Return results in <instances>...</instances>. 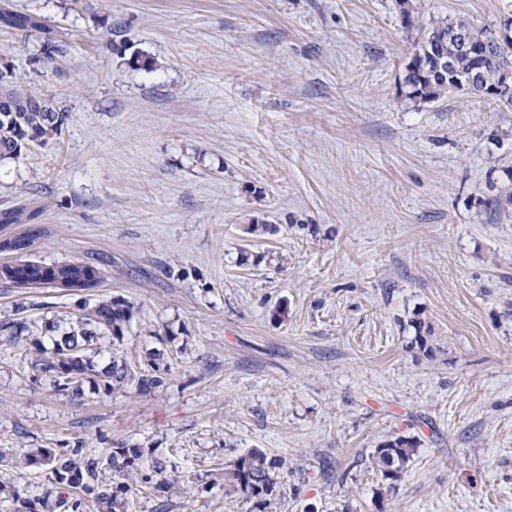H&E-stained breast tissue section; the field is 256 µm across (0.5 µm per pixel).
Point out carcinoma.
I'll use <instances>...</instances> for the list:
<instances>
[{
    "instance_id": "carcinoma-1",
    "label": "carcinoma",
    "mask_w": 512,
    "mask_h": 512,
    "mask_svg": "<svg viewBox=\"0 0 512 512\" xmlns=\"http://www.w3.org/2000/svg\"><path fill=\"white\" fill-rule=\"evenodd\" d=\"M0 23L20 30L43 31L46 25L37 18L0 9ZM461 22L438 21L413 44V56L406 66L404 84L407 97L435 100L448 89H467L486 96L497 90L507 73H512V40L502 41L491 32L469 29L470 47L460 49L454 32ZM450 68H444L445 64ZM64 113L46 100L25 91L10 75L0 71V162L21 156L26 142L47 138L61 130ZM132 317V307L119 301H102L94 309L69 323L53 338L52 350L35 359L32 367L53 378L60 392H78L86 382L96 391L110 394L122 391L132 383L140 388L157 386L161 377V354L153 355L151 371L155 375H136L126 358L112 355L102 369L88 355L100 347V341L111 333L112 339L123 337L124 327ZM417 453L416 444L403 437L388 441L374 452V463L384 479L399 480ZM144 463V449L117 446L107 460V467L81 448L56 451L32 448L24 457V465L46 472V487L36 499L23 498L10 481H0V502L16 505L13 512H60L62 504H72L69 512H83L84 499L93 498L97 512H127L125 480L139 475ZM275 463L266 454L254 450L233 464L231 474L246 492L258 512H263L276 488ZM153 491L160 500L158 512H164L173 482L167 465L157 457L151 459Z\"/></svg>"
}]
</instances>
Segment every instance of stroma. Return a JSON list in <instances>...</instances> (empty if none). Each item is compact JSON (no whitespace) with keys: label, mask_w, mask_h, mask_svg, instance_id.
Wrapping results in <instances>:
<instances>
[{"label":"stroma","mask_w":512,"mask_h":512,"mask_svg":"<svg viewBox=\"0 0 512 512\" xmlns=\"http://www.w3.org/2000/svg\"><path fill=\"white\" fill-rule=\"evenodd\" d=\"M61 41L0 25V70L64 111L0 164V239L78 259L97 288L0 284V466L41 496L32 448L118 445L166 460V512H252L230 475L276 463L265 512H512V107L408 98L419 30L398 0H5ZM421 28L497 30L512 0H410ZM276 225L258 237L252 223ZM160 385L56 391L46 326L105 300ZM284 316H277V309ZM429 339L419 350L416 336ZM418 452L395 483V437ZM417 453L416 444L403 437L376 448L374 463L385 480H399Z\"/></svg>","instance_id":"stroma-1"}]
</instances>
